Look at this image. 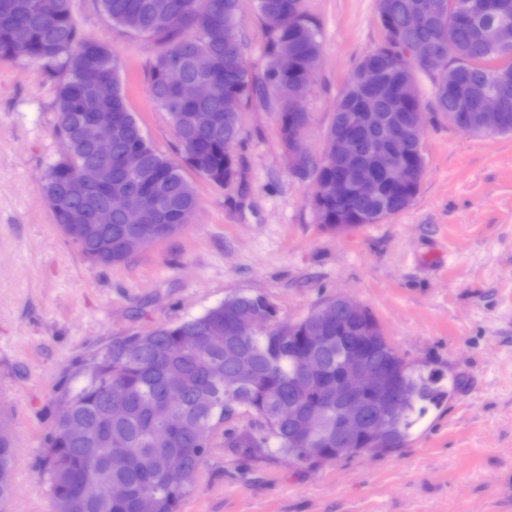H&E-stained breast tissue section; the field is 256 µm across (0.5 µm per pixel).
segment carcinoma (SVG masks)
I'll use <instances>...</instances> for the list:
<instances>
[{
  "label": "carcinoma",
  "mask_w": 512,
  "mask_h": 512,
  "mask_svg": "<svg viewBox=\"0 0 512 512\" xmlns=\"http://www.w3.org/2000/svg\"><path fill=\"white\" fill-rule=\"evenodd\" d=\"M97 2L112 24L161 46L150 68L149 88L154 102L169 114L181 161L148 142L142 125L127 106L118 59L106 45L83 33L71 0H0V59H26L49 73L64 71L56 92L55 134L65 151L48 169L42 193L58 228L81 256L94 265L112 266L134 254L129 248L118 247L129 229L123 216L110 208L113 192L146 197L144 220L136 234L142 250L180 231L196 210L197 192L184 169L217 186L235 180V160L226 146L239 141L243 113L224 114V93L237 94L242 103L254 100L275 107L286 148L296 146L295 137H305L308 113L277 99L274 72L280 56L293 55L299 62V74H305L320 58L321 44L305 12L304 0H257L267 35L266 64L262 72L253 73L244 55L240 0ZM409 2L376 0L377 12L390 16V20L384 28V43L363 59L374 61L380 78L400 89L418 82L424 72L421 52L433 45L440 47L451 61H443L434 71L433 111L451 123L461 116L448 99L450 83L470 91L468 112L474 118L481 112V94L495 93L502 97L501 128L496 135H512V43L490 40L483 33L501 25L512 29V0H446V12L425 29L409 26ZM173 59L182 60L175 70L168 68ZM201 75L213 78L215 94L172 109L177 88ZM359 75L357 66L336 103L325 133L326 150L334 146L336 131L346 125L366 96ZM104 80L112 81L109 97L98 94L97 86ZM416 106L410 101L400 107L378 104L386 125L363 132V148L385 138L398 125L401 114L414 111ZM199 112L211 113L209 125H198ZM95 120L112 122L110 158L99 156L94 149L89 124ZM131 153L137 157L133 170L125 166ZM298 175L313 178L311 204L323 228L336 233L379 224L401 212L412 203L421 184L419 178L392 183L382 173V194L376 200L348 193L339 198L326 196L323 188L336 182V173L323 169L307 153ZM74 181L83 184L78 194L68 189ZM103 213L110 214L111 225L99 234H84L82 225L98 223ZM328 302L337 305V323L321 331L333 342L314 353L307 352L322 370L321 377L308 386L298 383L299 353L305 348L304 337L317 325L316 306L284 325L269 299L241 294L179 323L132 337H112V344L93 356L95 360L107 357L112 370L90 378L79 374L77 385L63 393V398L71 401L74 420L92 432L66 436L56 422L44 443L41 472L52 491V512H139L145 495L154 499V512H179L207 454L202 440L206 429L211 438H224L229 448L245 453L272 452L295 465L311 466L313 460L304 451L305 445L294 441L296 421L308 406L323 414L311 447L319 449L328 463L336 462V382L344 353L366 330L372 331L370 359L390 367L393 383L406 384L411 392L405 409L392 422L396 442L389 449L403 447L428 410L442 406L459 391V379H448L445 387L428 366L408 364L369 309L357 315L341 300L333 297ZM215 362L223 364L220 376L211 374ZM241 364L251 368L249 382L226 390L224 378L236 375ZM172 365L184 374L176 389L167 382ZM109 389L110 406L105 402ZM173 412L182 420L177 429L168 423ZM14 456L12 437L1 429V507L13 495ZM172 466L182 468L190 483L183 487L166 485L164 474ZM93 482L121 484L125 498L112 505L103 503L92 493Z\"/></svg>",
  "instance_id": "obj_1"
}]
</instances>
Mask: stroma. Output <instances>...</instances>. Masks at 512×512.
Returning a JSON list of instances; mask_svg holds the SVG:
<instances>
[{
	"instance_id": "obj_1",
	"label": "stroma",
	"mask_w": 512,
	"mask_h": 512,
	"mask_svg": "<svg viewBox=\"0 0 512 512\" xmlns=\"http://www.w3.org/2000/svg\"><path fill=\"white\" fill-rule=\"evenodd\" d=\"M83 32L122 64L130 111L157 150L179 158L147 73L153 41L112 25L96 0H71ZM322 45L303 100L305 145L321 155L348 76L384 33L376 0H305ZM245 58L265 65L256 0H240ZM57 79L0 60V421L15 448L5 512H52L40 473L68 373L113 336L261 293L282 321L344 293L369 308L405 359L463 388L415 426L403 448L298 468L212 442L179 512H512V135L476 137L430 115L426 171L405 210L336 235L322 229L310 179L293 172L274 110L251 105L234 148L237 178L188 172L198 207L171 237L109 268L83 259L42 193L63 147Z\"/></svg>"
}]
</instances>
